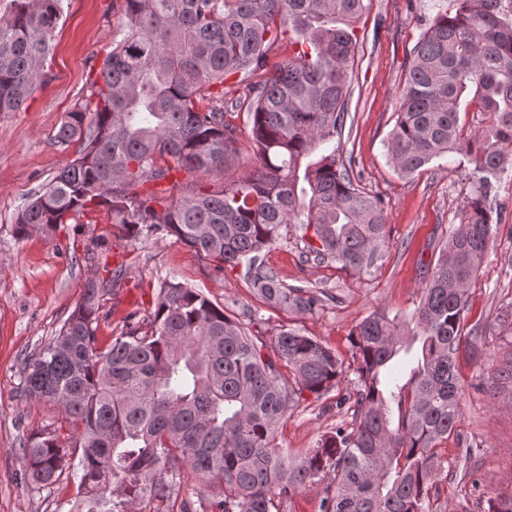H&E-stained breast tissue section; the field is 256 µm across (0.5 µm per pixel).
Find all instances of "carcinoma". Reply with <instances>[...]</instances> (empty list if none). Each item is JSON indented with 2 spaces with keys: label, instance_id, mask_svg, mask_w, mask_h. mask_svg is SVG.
I'll use <instances>...</instances> for the list:
<instances>
[{
  "label": "carcinoma",
  "instance_id": "cac0c4a2",
  "mask_svg": "<svg viewBox=\"0 0 512 512\" xmlns=\"http://www.w3.org/2000/svg\"><path fill=\"white\" fill-rule=\"evenodd\" d=\"M0 18V112H15L39 88L61 19L60 0H14ZM369 0H122L123 38L112 46L89 101L68 113L58 142L77 157L16 211L14 233L49 235L97 203L112 223L143 225L198 253L242 266L272 307L308 313L324 292L288 286L262 253L293 226L311 235L305 255L370 268L386 242L381 200L361 192L352 161L332 150L342 135L354 24ZM423 29L411 51L397 120L387 143L404 176L459 153L476 183L460 223L440 249L415 310L374 312L354 328L351 360L318 339L283 329L267 342L182 282L160 284L146 325L128 320L105 349L96 330L106 288L85 286L58 335L25 363L24 390L56 402L77 427L74 445L45 428L24 446L31 479L55 483L70 451L82 474L70 512H132L169 501L190 468L210 490V512H286L304 487L323 485L319 512H436L448 462L440 445L456 429L463 386L457 360L469 290L496 233L489 193L512 161V0H456ZM288 33L294 54L273 71L267 53ZM243 96L218 99L229 77ZM469 102H464L467 94ZM481 119L464 133L462 106ZM244 110L255 162L227 167ZM224 177L214 193L160 198L140 192L172 172ZM350 424H339L297 457L276 441L304 393L321 395L348 377Z\"/></svg>",
  "mask_w": 512,
  "mask_h": 512
}]
</instances>
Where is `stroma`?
<instances>
[{"label": "stroma", "instance_id": "stroma-1", "mask_svg": "<svg viewBox=\"0 0 512 512\" xmlns=\"http://www.w3.org/2000/svg\"><path fill=\"white\" fill-rule=\"evenodd\" d=\"M61 7L41 86L21 110L0 112V512H68L77 495L78 464L46 487L23 475L30 435L51 427L68 438L73 430L58 404L24 396L22 379L26 361L53 339L88 281L107 286L97 330L102 349L129 312L144 319L154 311L159 284L169 279L202 291L265 338L294 328L346 360L352 329L370 313L394 316L415 309L427 267L457 226L474 185V165L462 156L449 155L404 177L387 151L410 52L424 24L454 10V0H371L355 28L346 101L351 127L341 136L339 152L353 159L360 189L383 202L386 244L375 264L361 272L306 258L302 232L295 228L265 254L284 283L326 290L332 301L306 314L269 307L253 294L242 268L196 253L172 236L144 231L126 237L102 207L60 225L53 235L17 238V208L76 158L78 143H57L55 135L68 112L90 94L103 59L121 37L112 0H61ZM490 198L497 233L469 290L468 346L457 363L464 395L458 433L443 444L448 476L440 484L438 512H488L489 501L512 497V383L492 388L486 381L488 371L512 356V168ZM352 390L345 382L320 397L305 394L278 430L280 446L303 452L337 424L350 422V411L337 401Z\"/></svg>", "mask_w": 512, "mask_h": 512}]
</instances>
